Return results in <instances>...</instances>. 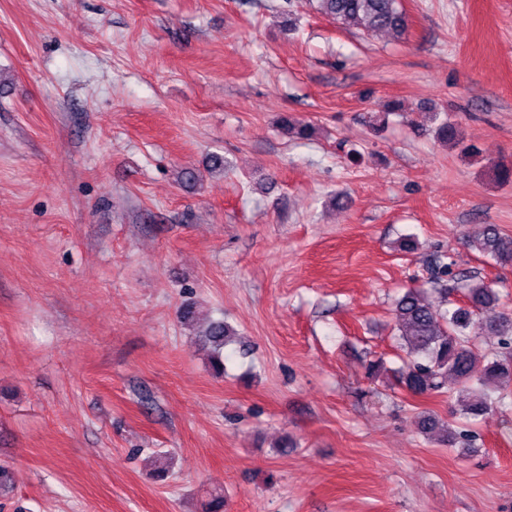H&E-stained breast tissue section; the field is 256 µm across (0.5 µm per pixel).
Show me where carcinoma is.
I'll return each mask as SVG.
<instances>
[{"mask_svg":"<svg viewBox=\"0 0 512 512\" xmlns=\"http://www.w3.org/2000/svg\"><path fill=\"white\" fill-rule=\"evenodd\" d=\"M317 11L348 28L367 33L406 32L407 16L400 0H316ZM433 132L444 143H459L457 124L445 117H434ZM468 245L497 264L512 265V236L486 225L468 236ZM428 284L435 292L444 291L448 278L459 277L464 304L454 309L439 308L423 288H408L395 302L400 347L406 349L404 365L397 382L414 396H458L459 413L476 419L493 409H512V313L499 309L500 293L477 274H454L452 264L436 257L427 266ZM482 320L489 336L509 349L478 354L476 337L468 332L475 319ZM233 334L222 321L210 322L202 339L213 349L212 369L224 373V344ZM418 429L455 448L467 440L451 421L425 412Z\"/></svg>","mask_w":512,"mask_h":512,"instance_id":"carcinoma-1","label":"carcinoma"}]
</instances>
